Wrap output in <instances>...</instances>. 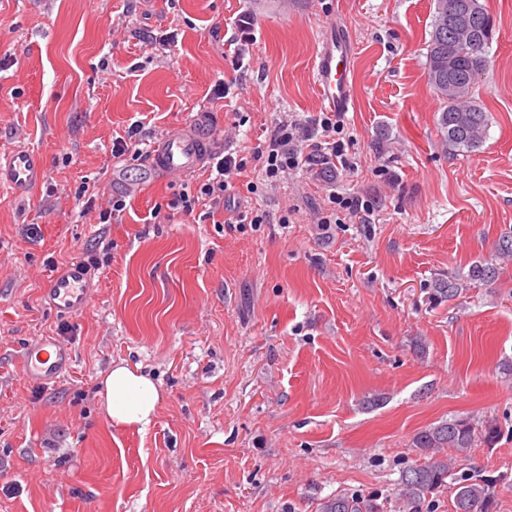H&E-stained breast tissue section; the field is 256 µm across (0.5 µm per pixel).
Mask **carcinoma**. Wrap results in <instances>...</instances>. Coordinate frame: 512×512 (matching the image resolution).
Segmentation results:
<instances>
[{
  "label": "carcinoma",
  "mask_w": 512,
  "mask_h": 512,
  "mask_svg": "<svg viewBox=\"0 0 512 512\" xmlns=\"http://www.w3.org/2000/svg\"><path fill=\"white\" fill-rule=\"evenodd\" d=\"M456 0H434L432 32L428 44V84L441 103L438 124L448 147L473 152L484 143L489 126L488 113L475 100L470 112L456 111V104L448 100V81L472 83L470 74L477 63L487 61L486 53L469 54L455 42L456 31L452 5ZM501 266L496 260L472 263L467 272L454 273L437 279L430 288L436 300H453L476 285L492 283L499 277ZM500 430L497 424L486 421L476 425L466 418H452L419 432L414 447L433 455L424 464L412 465L402 471L394 495L402 512H419L426 499L447 484L460 459L468 457L471 449L494 445ZM451 449L454 455L440 457L438 453ZM499 480L479 472L466 473L456 478L454 485L455 512H494L496 487ZM384 504L374 496L349 495L338 492L322 500L319 512H383Z\"/></svg>",
  "instance_id": "cac0c4a2"
}]
</instances>
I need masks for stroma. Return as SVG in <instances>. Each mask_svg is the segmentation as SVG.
Returning a JSON list of instances; mask_svg holds the SVG:
<instances>
[{
  "label": "stroma",
  "mask_w": 512,
  "mask_h": 512,
  "mask_svg": "<svg viewBox=\"0 0 512 512\" xmlns=\"http://www.w3.org/2000/svg\"><path fill=\"white\" fill-rule=\"evenodd\" d=\"M483 3L489 130L466 153L444 143L427 83L432 0H0V152L45 160L28 196L0 183V512H318L338 491L401 512L402 470L428 459L414 436L453 417L497 422L458 470L499 478L496 512H512V261L429 297L512 231V0ZM332 21L354 46L358 168L264 181L258 144L322 109L313 64ZM162 32L176 43L146 47ZM196 116L247 161L217 224L170 207L201 173L111 155L133 122L157 139ZM333 190L375 199L371 223L321 230ZM114 198L125 209L101 218ZM244 211L270 221L237 223ZM89 259L87 310L55 314L50 277ZM41 336L74 356L48 387L23 372ZM117 367L153 381L150 423L109 419ZM501 266L496 263V259L476 261L472 263L467 272L454 273L448 278L436 279L429 288L431 297L436 300H454L460 296L463 291L471 286L492 283L499 277Z\"/></svg>",
  "instance_id": "obj_1"
}]
</instances>
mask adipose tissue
<instances>
[{
  "label": "adipose tissue",
  "instance_id": "ef3b65f1",
  "mask_svg": "<svg viewBox=\"0 0 512 512\" xmlns=\"http://www.w3.org/2000/svg\"><path fill=\"white\" fill-rule=\"evenodd\" d=\"M102 396L110 419L118 424H148L158 401V392L148 378L123 367L105 378Z\"/></svg>",
  "mask_w": 512,
  "mask_h": 512
}]
</instances>
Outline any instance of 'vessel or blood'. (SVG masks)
<instances>
[{"instance_id":"b4317fda","label":"vessel or blood","mask_w":512,"mask_h":512,"mask_svg":"<svg viewBox=\"0 0 512 512\" xmlns=\"http://www.w3.org/2000/svg\"><path fill=\"white\" fill-rule=\"evenodd\" d=\"M352 44L343 29L333 23L323 28L314 61V76L321 102L330 112L347 113L352 105L348 61ZM211 149L203 125L192 124L170 132L150 147V166L169 175L184 176L204 165ZM45 171L42 156L29 149L0 153V182L17 193L38 187ZM92 271L75 261L61 268L44 292L48 307L58 314L83 313L93 295ZM73 353L57 337L44 336L25 346L23 370L26 378L43 386L53 385L69 370Z\"/></svg>"}]
</instances>
